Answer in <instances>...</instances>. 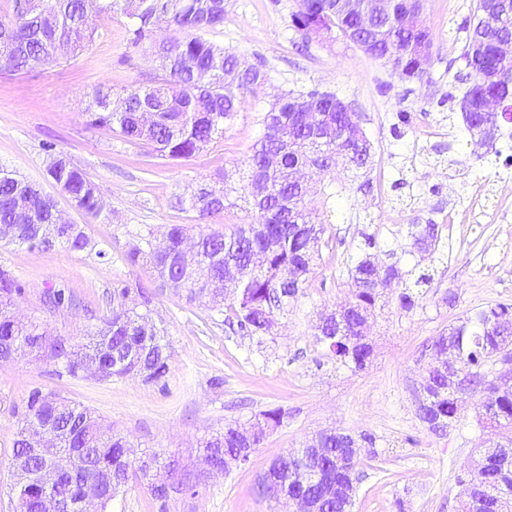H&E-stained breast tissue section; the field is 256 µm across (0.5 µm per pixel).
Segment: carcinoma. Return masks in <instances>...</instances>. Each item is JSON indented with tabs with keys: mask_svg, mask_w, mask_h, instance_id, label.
<instances>
[{
	"mask_svg": "<svg viewBox=\"0 0 512 512\" xmlns=\"http://www.w3.org/2000/svg\"><path fill=\"white\" fill-rule=\"evenodd\" d=\"M0 14V72L21 74L54 63L60 56L81 50L95 31L84 21L98 16H121L127 21L132 45L145 47L157 57L161 77L146 87L124 88L116 93L112 85L95 88L86 112L89 124L109 131L130 143L147 144L160 156L178 160L193 157L201 149L224 136V126L235 119L242 101L239 91L267 79L258 66L239 64L224 47L202 36L224 24V0H8ZM408 0H395L391 18L380 22L373 33L371 56L401 58L398 67L409 77L423 76L418 62L419 37L406 28L403 17ZM488 4L476 0L475 21L466 20L462 57L476 76L463 97L472 101L462 113L467 131L476 133L484 119L483 103L500 100L512 107V55L500 53V41L512 35V12L502 13L495 25L485 22ZM173 35L164 43L153 41L157 27ZM292 27L303 43L308 32L323 28L331 37H341L360 45L365 31L358 17L342 15L336 0H307L306 7L292 15ZM318 103L316 112H298L292 104L298 93L278 96L264 117V133L248 160V184L256 185L243 197L255 215L251 224L230 231H200L201 258L183 266L177 262L189 236L186 224L169 225L162 241L153 240L151 228L126 231L125 259L132 265L148 266L163 285L186 304L208 300L209 310L236 322L255 335H264L273 324V310L295 299L314 272L325 234L324 224L304 205L305 188L294 174L305 169L328 172L336 167V149L343 150L346 162L364 169L371 156V144L353 112L336 111V95L307 91ZM293 139L296 146L281 155L280 165L266 168V157L280 151L276 134ZM46 175L85 215L102 213L97 187L87 173L63 155L51 158ZM210 189L200 185L189 196H178L181 210H195L202 218L233 206L229 189L209 198ZM408 234L414 245L429 249L436 245L437 224H414ZM0 240L9 244L51 250L57 246L82 251L89 241L78 224L59 220L57 202L39 184L19 177L0 166ZM264 256V266L255 272L252 259ZM232 265L242 275L235 293L224 294V271ZM391 283L379 278L371 256L356 259L351 275L356 285L354 298L347 303V327L317 326V341L337 361L355 369L366 366L372 347L366 342L368 318L379 306L385 291L403 283L401 268ZM16 279L0 270V362L8 361L17 347L39 360L52 361L67 374H91L99 381L139 377L157 382L169 369L170 345L164 330L152 320L154 293L148 288L119 283L112 288V307L88 333L89 341L75 350L32 320L16 317L14 306L21 297ZM448 358L454 372L472 376L479 396L480 424L498 429L501 440L484 448L467 465L459 484L460 512H504L512 500V382L501 377L497 367L503 351L512 352V304L478 309L448 328ZM455 378L441 376L430 387L429 410L418 411L422 422L434 419L446 432L460 415ZM255 443L261 444L268 431L282 425L286 412L272 409L262 414ZM56 430V441L46 449L62 463L55 491L65 506L80 498L87 484L101 488L99 512H108L112 500L129 483L147 482L151 495L162 500L167 493L148 483L150 462L133 458L132 445L119 433L102 429L99 418L84 405L55 392H30L26 412L13 443L14 465H23L26 479L13 483L15 512H44L37 475L42 460L27 453V439L45 425ZM253 426L229 424L224 431L199 441L202 462L224 467V459L239 453L240 433ZM317 442L321 454L310 448H294L275 460L261 483V493L300 497L313 512H351L354 496L336 495L341 479L344 449L336 432L323 431Z\"/></svg>",
	"mask_w": 512,
	"mask_h": 512,
	"instance_id": "cac0c4a2",
	"label": "carcinoma"
}]
</instances>
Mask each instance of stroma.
I'll return each instance as SVG.
<instances>
[{
  "label": "stroma",
  "instance_id": "stroma-1",
  "mask_svg": "<svg viewBox=\"0 0 512 512\" xmlns=\"http://www.w3.org/2000/svg\"><path fill=\"white\" fill-rule=\"evenodd\" d=\"M224 4V24L210 40L242 63L262 66L268 80L243 91L244 107L223 137L188 159H165L87 123L85 108L98 84L118 91L160 74L155 59L130 44L123 18H94L93 41L58 63L0 74V165L54 195L90 240L81 252L0 242V268L23 288L19 313L76 345L106 313L113 285L138 284L156 290L154 318L171 347L169 371L156 383L59 377L54 363L28 356L0 364V512H13L12 446L36 388L89 407L139 450L178 460L183 483L166 502L134 484L113 500L111 512H285L259 496V482L275 458L326 429L375 439L360 457L353 512H456L457 476L493 433L478 425L474 396L463 397L456 427L431 433L417 415L414 390L431 366L434 341L450 325L467 312L512 303V182L501 179L512 136L490 144L471 138L459 107L475 80L461 57L460 27L475 0H423L433 48L420 78L402 76L392 63L340 39L300 49L291 26L297 0ZM314 88L352 103L373 163L365 176L340 163L309 179L307 205L326 227L322 258L302 294L274 311L271 333L251 336L205 306L186 305L161 289L151 269L124 260L125 232L142 224L160 233L170 224L228 231L252 223V213L237 207L203 219L173 201L200 183L220 187L227 172L244 194L247 182L238 171L264 132L276 94ZM53 151L95 182L102 218L77 211L47 180ZM477 189L484 217L471 224L465 214ZM413 224L438 225V246L415 247ZM367 235L377 241L373 260L398 264L413 285L415 306L401 308L397 291L387 292L367 327L371 360L355 371L325 354L316 327L322 314L351 300L350 267ZM422 275L429 283L418 284ZM50 289L63 291L66 303L44 306ZM274 408L288 417L247 463L223 474L204 471L196 448L201 436Z\"/></svg>",
  "mask_w": 512,
  "mask_h": 512
}]
</instances>
